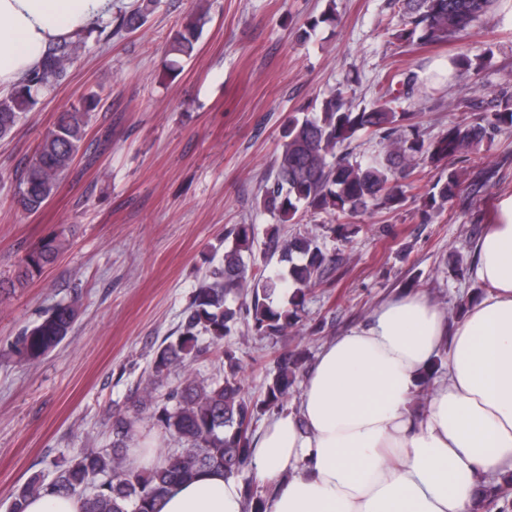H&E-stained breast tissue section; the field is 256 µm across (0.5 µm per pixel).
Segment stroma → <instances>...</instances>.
Masks as SVG:
<instances>
[{
  "label": "stroma",
  "instance_id": "35a3bbf8",
  "mask_svg": "<svg viewBox=\"0 0 512 512\" xmlns=\"http://www.w3.org/2000/svg\"><path fill=\"white\" fill-rule=\"evenodd\" d=\"M396 10V0H160L139 30L89 39L66 79L0 142V280L42 238L62 230L69 240L54 265L0 301V512L31 477L79 449L111 447L113 413L145 385L155 349L175 335L194 289L219 264L227 230L254 225V252L263 253L275 218L263 209L262 187L288 115L311 111L351 78L353 105L367 106L387 74L412 71L439 91L438 105L403 103L429 140L463 118L464 100L490 103L512 85V5L435 46L392 38ZM201 13L194 55L171 59L172 34ZM314 18L315 33L300 40ZM461 52L481 60L480 70L448 76ZM91 90L101 104L74 165L39 212L23 213L16 169L57 113ZM481 155L416 168L406 201L352 217L349 238L324 212L282 225L289 236L316 231L334 263L294 334L260 338L242 328L225 337L246 397L260 394L281 352L299 343L316 361L322 346L402 292L427 295L456 325L461 297L486 292L474 245L497 199L512 194V128ZM445 169L479 182L445 210L424 213L422 196ZM453 253L464 276L446 265ZM71 301L79 315L68 336L40 360H21L13 349L20 332Z\"/></svg>",
  "mask_w": 512,
  "mask_h": 512
}]
</instances>
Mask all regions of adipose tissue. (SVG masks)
<instances>
[{
    "label": "adipose tissue",
    "instance_id": "1",
    "mask_svg": "<svg viewBox=\"0 0 512 512\" xmlns=\"http://www.w3.org/2000/svg\"><path fill=\"white\" fill-rule=\"evenodd\" d=\"M113 0H0V94L48 46L111 17ZM487 294L456 328L427 296L381 304L326 344L298 415L273 417L252 476L266 512H475L479 482L512 471V195L476 246ZM443 356L424 404L410 399ZM243 484L205 471L174 485L161 512H244Z\"/></svg>",
    "mask_w": 512,
    "mask_h": 512
}]
</instances>
